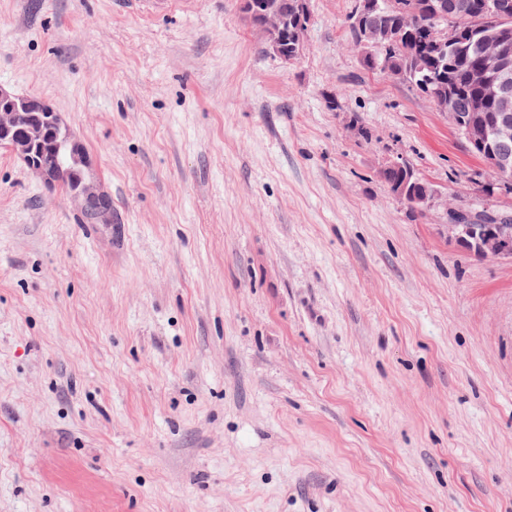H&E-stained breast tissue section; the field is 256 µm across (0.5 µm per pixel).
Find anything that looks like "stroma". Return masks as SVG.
I'll use <instances>...</instances> for the list:
<instances>
[{
	"label": "stroma",
	"mask_w": 512,
	"mask_h": 512,
	"mask_svg": "<svg viewBox=\"0 0 512 512\" xmlns=\"http://www.w3.org/2000/svg\"><path fill=\"white\" fill-rule=\"evenodd\" d=\"M308 0L286 63L241 0H0L112 221L0 147V512H512V192ZM380 173L391 191L411 208L422 210L441 204L448 212L451 223L448 224V237L461 247L482 258L512 260L511 220H471L464 211L448 206V197L438 196L425 180L419 183L418 191L409 192L406 183L413 177L414 171L402 162L392 160Z\"/></svg>",
	"instance_id": "stroma-1"
}]
</instances>
